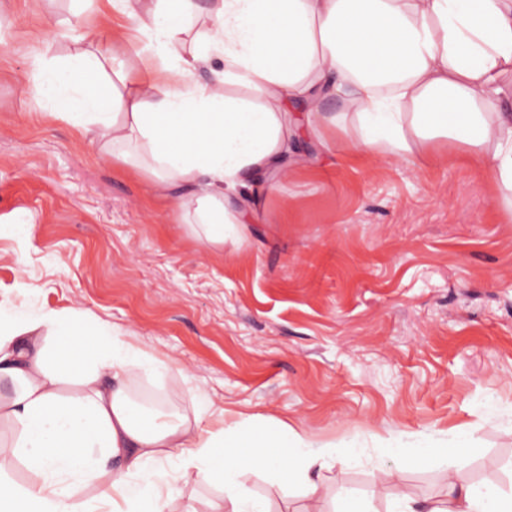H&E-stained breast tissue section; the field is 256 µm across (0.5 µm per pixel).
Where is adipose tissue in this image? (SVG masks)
<instances>
[{
  "label": "adipose tissue",
  "instance_id": "adipose-tissue-1",
  "mask_svg": "<svg viewBox=\"0 0 512 512\" xmlns=\"http://www.w3.org/2000/svg\"><path fill=\"white\" fill-rule=\"evenodd\" d=\"M152 47H90L35 55L42 110L145 176L206 246L249 244L245 217L275 189L306 105L307 135L387 162L420 164L456 150L490 179L512 218V0H107ZM196 28L191 55L182 36ZM206 69L207 81L194 79ZM342 108L327 112L324 99ZM341 132L343 144L327 138ZM133 332L77 309H0V422L16 431L0 453V512H271L245 485L264 470L303 486L324 512L320 475L349 448H314L287 421L252 415L228 425L189 393L183 409L145 414L131 400L138 369L171 371ZM394 458L443 466V501L400 492L393 512H512V491L462 482L448 449ZM177 461V486L163 480ZM30 478L13 480L16 469ZM217 485L201 507L183 489ZM95 494L82 498L84 489Z\"/></svg>",
  "mask_w": 512,
  "mask_h": 512
}]
</instances>
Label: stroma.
I'll return each mask as SVG.
<instances>
[{
  "mask_svg": "<svg viewBox=\"0 0 512 512\" xmlns=\"http://www.w3.org/2000/svg\"><path fill=\"white\" fill-rule=\"evenodd\" d=\"M105 0H0V307L77 308L131 330L177 370L132 376V398L164 408L201 391L225 422L261 414L314 446L358 448L322 473L335 499L387 512L399 491H444L433 463L387 448L443 446L465 481L512 465V220L485 175L455 159L366 162L300 139L293 172L246 219L250 246L204 248L146 178L42 114L29 57L97 41L140 49ZM505 481V480H502ZM248 488L278 512L302 489L255 471ZM512 487V480L505 481Z\"/></svg>",
  "mask_w": 512,
  "mask_h": 512,
  "instance_id": "1",
  "label": "stroma"
}]
</instances>
